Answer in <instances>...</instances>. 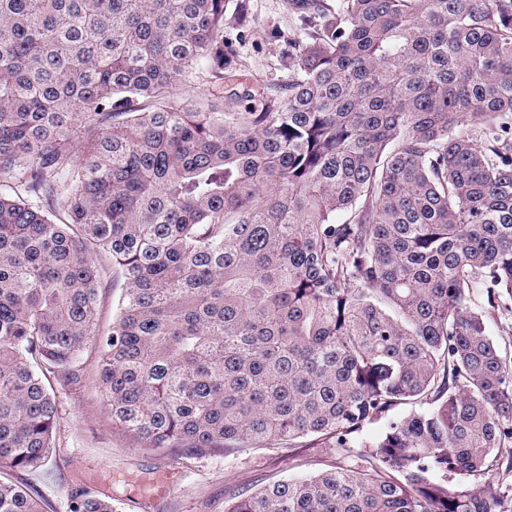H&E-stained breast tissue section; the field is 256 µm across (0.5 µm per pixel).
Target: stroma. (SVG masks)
Returning <instances> with one entry per match:
<instances>
[{
	"instance_id": "1",
	"label": "stroma",
	"mask_w": 512,
	"mask_h": 512,
	"mask_svg": "<svg viewBox=\"0 0 512 512\" xmlns=\"http://www.w3.org/2000/svg\"><path fill=\"white\" fill-rule=\"evenodd\" d=\"M250 33L238 44L235 82L262 92L287 81L281 65L287 47L267 37L271 27L288 28L287 0H248ZM85 378L57 389L56 452L40 472L12 471L20 486L33 487L45 512H69L75 489L111 498L118 512H224L234 499L268 483L335 464L330 448H299L294 455L273 448H248L236 459L220 456L176 460L141 448L112 425L97 380V356H84Z\"/></svg>"
}]
</instances>
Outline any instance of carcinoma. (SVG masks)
<instances>
[{
    "label": "carcinoma",
    "instance_id": "1",
    "mask_svg": "<svg viewBox=\"0 0 512 512\" xmlns=\"http://www.w3.org/2000/svg\"><path fill=\"white\" fill-rule=\"evenodd\" d=\"M288 9V82L257 94L224 35L247 0H0V463L44 466L92 349L143 448L344 460L227 512H497L469 479L512 446L487 330L512 304V0ZM197 74L217 92L173 96ZM0 512L41 510L0 478ZM119 288V285L112 288V272H109L100 289V320L103 327H107L112 322V315L115 312L116 301L120 292Z\"/></svg>",
    "mask_w": 512,
    "mask_h": 512
}]
</instances>
